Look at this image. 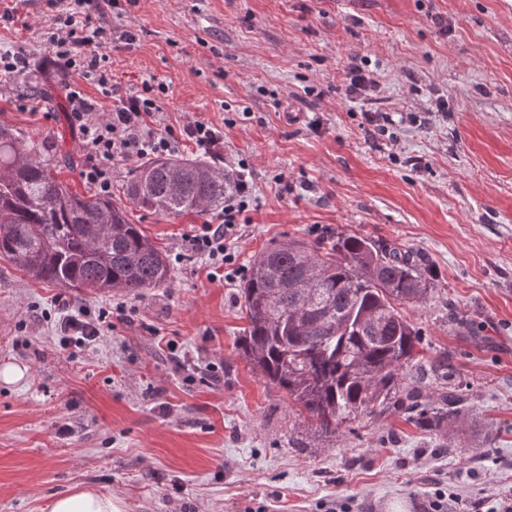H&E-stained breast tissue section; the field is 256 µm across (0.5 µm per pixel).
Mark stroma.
I'll use <instances>...</instances> for the list:
<instances>
[{
  "instance_id": "35a3bbf8",
  "label": "stroma",
  "mask_w": 512,
  "mask_h": 512,
  "mask_svg": "<svg viewBox=\"0 0 512 512\" xmlns=\"http://www.w3.org/2000/svg\"><path fill=\"white\" fill-rule=\"evenodd\" d=\"M0 6L15 9L0 47L30 55L0 79V124L58 140L72 160L61 180L88 192L65 116L76 76L52 64L55 14L46 0ZM94 21L121 93L164 85L154 127L208 121L224 131L221 169L248 162L242 264L336 231L424 256L438 282L402 308L424 337L405 374L426 401L460 386L471 433L450 449L447 431L393 410L322 435L243 356L238 282L182 254L199 216L136 210L173 259L169 287L75 293L0 258V366L27 369L0 382V512H50L78 484L121 512H418L437 488L483 512L484 497L512 495V0H119ZM354 58L377 81L365 104L345 94ZM61 298L94 314L121 304L127 319L73 355L51 318Z\"/></svg>"
}]
</instances>
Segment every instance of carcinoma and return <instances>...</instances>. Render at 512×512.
Wrapping results in <instances>:
<instances>
[{
	"label": "carcinoma",
	"mask_w": 512,
	"mask_h": 512,
	"mask_svg": "<svg viewBox=\"0 0 512 512\" xmlns=\"http://www.w3.org/2000/svg\"><path fill=\"white\" fill-rule=\"evenodd\" d=\"M57 149L0 125V257L30 277L78 292L139 295L170 285L165 253L109 197L73 192L54 174ZM237 178L206 158L147 160L126 186L137 210L204 215ZM432 271L408 245L341 232L272 247L239 286L243 355L325 435L392 409L428 432L453 427L459 390L422 400L403 369L422 331L400 307L423 304Z\"/></svg>",
	"instance_id": "obj_1"
}]
</instances>
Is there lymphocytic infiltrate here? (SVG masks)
<instances>
[{
  "label": "lymphocytic infiltrate",
  "instance_id": "lymphocytic-infiltrate-1",
  "mask_svg": "<svg viewBox=\"0 0 512 512\" xmlns=\"http://www.w3.org/2000/svg\"><path fill=\"white\" fill-rule=\"evenodd\" d=\"M107 2L52 0L66 28L65 35L50 39L56 62L96 83L112 101L110 112L102 114L80 90H71L69 94L68 119L77 127L87 156L82 172L84 182L99 195H110L115 161L167 156L174 152L177 143L186 140L214 158H223L224 133L209 123L197 120L179 130L150 128L149 119L157 109L150 82H143L138 93L120 94L111 73L101 67L98 49L104 32L91 23L93 13L102 11ZM252 195L246 171H239L235 188L225 197L217 219L195 225L185 237L188 251L203 256L215 271L224 272L231 280L247 273L246 266L239 261L237 242L247 222ZM57 325L62 347L88 351L100 342L111 323L106 314L93 319L87 310H73L65 302L59 306Z\"/></svg>",
  "mask_w": 512,
  "mask_h": 512
}]
</instances>
